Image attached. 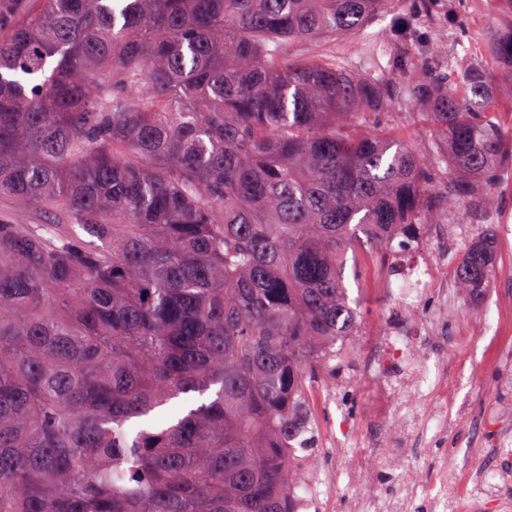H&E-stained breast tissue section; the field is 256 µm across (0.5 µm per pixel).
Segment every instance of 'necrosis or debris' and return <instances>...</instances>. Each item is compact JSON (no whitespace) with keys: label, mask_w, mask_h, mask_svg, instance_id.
Returning <instances> with one entry per match:
<instances>
[{"label":"necrosis or debris","mask_w":512,"mask_h":512,"mask_svg":"<svg viewBox=\"0 0 512 512\" xmlns=\"http://www.w3.org/2000/svg\"><path fill=\"white\" fill-rule=\"evenodd\" d=\"M377 280L408 309L438 291L441 284L440 277L428 269L403 264L393 274L379 269ZM430 329V324L420 323L413 334L382 335L369 344V372L382 384L370 397L368 414L377 419L391 413L402 423L387 447L376 451L381 463L389 468L396 467L398 460L417 446L422 425H431L445 435L455 426V419L448 412L446 367L431 363L414 383L406 381L417 358V339ZM329 454L335 464L325 472L312 470L306 455L296 454L292 467L303 476L294 489L298 512H327L331 488L359 485V473L349 466L347 450L336 447ZM510 483L512 475L498 470L479 473L465 462L452 467L442 463L426 469L416 461L408 465L398 494L353 498L349 512H415L417 501L423 499L432 512H483L491 502L497 512H512V496L503 491Z\"/></svg>","instance_id":"necrosis-or-debris-1"}]
</instances>
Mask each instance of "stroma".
<instances>
[{"label":"stroma","instance_id":"35a3bbf8","mask_svg":"<svg viewBox=\"0 0 512 512\" xmlns=\"http://www.w3.org/2000/svg\"><path fill=\"white\" fill-rule=\"evenodd\" d=\"M455 3L454 23L449 26L443 20L439 0H433L428 16L421 19L414 13L415 0H392L387 10L372 18L363 35L338 37L336 52L352 59L365 57L370 45L383 43L390 32L408 24L416 27L424 42H447L449 30H456L470 57L485 59L498 37L512 30V12L494 9L491 0H455ZM427 109V102L422 101L415 109L394 111L384 129L417 146L422 154H429L439 136L422 118ZM472 200L481 209L471 212L464 229H457L453 224L428 225L409 259L426 262L444 249L452 250L458 258L478 236H489L495 246L496 264L491 284L479 302H471L459 292L449 307H442L440 300L430 297L407 315H396L391 296L374 282L381 260L376 253L367 257L361 281L348 284L350 297L360 302L361 325L357 335L344 343L350 351V363L348 374L337 382L340 397L318 409L317 418L332 428L339 442H347L352 432L361 436L363 445L354 449L351 457L352 464L364 477L360 495L389 496L400 487L399 472L384 470L366 449L374 425L365 411L363 351L370 337L387 327L401 330L435 313L443 319L441 337L427 339L420 353L438 356L447 364L449 400L461 412L452 444L426 434L421 442L422 456L432 460L445 456L449 461H456L472 440L471 420L480 417L484 407L492 406L503 412L512 410V349L500 344L501 337L512 336V316L501 323L494 319L496 303L512 307V180H503L490 191L474 184Z\"/></svg>","mask_w":512,"mask_h":512}]
</instances>
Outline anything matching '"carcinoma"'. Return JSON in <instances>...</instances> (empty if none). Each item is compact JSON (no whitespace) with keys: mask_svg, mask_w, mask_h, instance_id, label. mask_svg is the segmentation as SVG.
<instances>
[{"mask_svg":"<svg viewBox=\"0 0 512 512\" xmlns=\"http://www.w3.org/2000/svg\"><path fill=\"white\" fill-rule=\"evenodd\" d=\"M0 0V512H296L314 384L357 333L347 253L468 219L512 169L484 70L388 0ZM491 60L512 62V35ZM426 99L447 150L379 126ZM491 249L454 267L477 301ZM388 9L372 18L364 35L341 36L336 38V54L352 59L364 58L370 45L383 43L390 32L408 23L407 26L417 27L420 40L423 42H442L448 45V53L456 50L460 56L464 53L460 46L448 40V27L443 20V10L448 1H430L431 8L427 17L416 20L414 13L415 0H391ZM0 217L11 221L13 224L64 223L60 210L49 213L40 208H20L12 199L3 196H0Z\"/></svg>","mask_w":512,"mask_h":512,"instance_id":"carcinoma-1","label":"carcinoma"}]
</instances>
